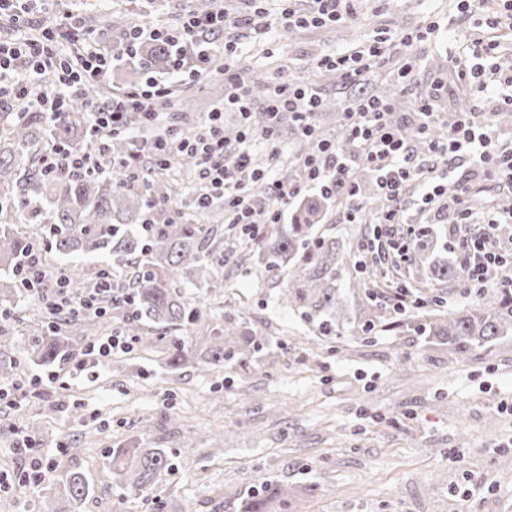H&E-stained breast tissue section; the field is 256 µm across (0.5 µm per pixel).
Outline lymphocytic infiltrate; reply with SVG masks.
Here are the masks:
<instances>
[{
  "label": "lymphocytic infiltrate",
  "mask_w": 512,
  "mask_h": 512,
  "mask_svg": "<svg viewBox=\"0 0 512 512\" xmlns=\"http://www.w3.org/2000/svg\"><path fill=\"white\" fill-rule=\"evenodd\" d=\"M280 2L278 23L286 31L327 24L340 26L357 18L354 0H312L305 10L298 9L296 0ZM461 9L476 27L484 30L485 36L473 44L461 46L455 70L456 81L473 94L495 98L499 109L512 112V75H501L496 62L499 37L512 30V0H500L498 10L492 12L485 11L484 0H461ZM0 21L20 33L19 38L0 42V112L13 109L26 112L38 107L45 110L62 108L85 86L105 81L112 70L114 51L85 34L71 12H63L50 20L33 13L30 0H0ZM225 23V14L218 9L204 15L189 14L175 32L139 25L131 30L130 36L198 47L205 33L223 29ZM419 40V34L413 32L377 34L358 48L322 58L319 66L336 72L344 81L352 82L364 70L384 65L391 50L399 48L403 50L404 58L398 75L409 84L419 65L416 53ZM238 53L235 42L225 41L224 84L227 92L224 102L246 116L252 112L254 101L249 86L234 65ZM196 62L201 70L208 63L205 50L199 47ZM50 67L57 68L58 82L54 90L44 91L36 80ZM447 90V81L434 79L430 93L419 98L414 110L413 121L433 157L431 166L424 168L412 164V148L391 119L394 112L391 104L377 99L359 101L350 105L346 112V146H337L331 139L320 140L315 151L304 159L295 179H267L272 204L263 210L252 208L247 201L250 182L257 172L244 146L245 139L241 136L233 141L225 138L220 113H212L210 123L199 139L153 145L149 152L157 155L179 151L196 155L204 192L192 199L191 209L199 212L215 204H223L225 223L241 225L243 232L254 240L264 235L268 225L281 223L288 204L309 188L343 200L348 223H362L364 206L351 175L353 166L359 163L372 167L378 174L381 206L377 223H402L405 188L409 182L418 181L425 189L422 196L424 208H431L440 199L449 198L457 208L460 223L465 224L471 217V210L464 206L463 197L469 193L473 177H483L494 182L499 190L512 192V147L504 148L489 128L475 125L465 114L449 125L444 134L431 135L435 101ZM171 92L168 83L154 77L147 78L139 87L99 101L88 114L89 122L96 131L109 135L121 130L127 111L141 110L147 124H154L155 116L148 109L150 101L167 97ZM318 105L319 94L312 87L287 75L276 77L262 105L269 118L261 131L262 137L275 141L281 118L285 115L291 117L305 135H312V119ZM462 150L471 157V169L460 174L456 171L455 161ZM451 186L456 189L452 195L447 192ZM498 222L497 214H489L487 227L470 235V246L464 256L466 285L470 289L478 291L485 288V272L489 266L512 268V252H503L496 245L492 227ZM44 278L42 253L37 250L26 262L24 282L41 308L53 319L104 314V294L100 289H88L75 298L68 289L64 273H57L48 287L43 284ZM134 346V340L128 336L112 334L101 338L83 346L65 373L53 372L45 377L35 375L25 383L0 381V401L15 400L25 388L40 389L45 383L58 382L63 375L76 377L88 362L103 361L117 351L131 352ZM15 448L19 456L29 458V467L16 474L0 472V491L25 496L40 483L49 466L30 459L31 445L27 440L17 441Z\"/></svg>",
  "instance_id": "lymphocytic-infiltrate-1"
}]
</instances>
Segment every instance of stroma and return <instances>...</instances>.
<instances>
[{"mask_svg":"<svg viewBox=\"0 0 512 512\" xmlns=\"http://www.w3.org/2000/svg\"><path fill=\"white\" fill-rule=\"evenodd\" d=\"M358 20L346 27L270 29L266 35L230 27L216 42L235 41L238 63L259 81L263 99L273 76L303 75L340 108L317 113L326 137L342 127V105L351 88L335 72L319 68L326 55L354 47L377 31L423 27L436 16L447 35L420 47L425 68L416 79L424 90L430 74L445 72L462 39L480 29L459 12L457 0H396L390 11L360 0ZM187 114H161V125L183 118L210 122L224 99V81L203 75L169 74ZM297 147L283 127L277 150L251 141L252 157L280 177L295 172ZM421 188L407 198L409 230L428 229L433 256L459 262L445 215L420 210ZM369 225L347 223L335 205L319 227L336 237L346 260L336 279L344 297L336 311L340 339H321L300 311L284 307L283 279L263 269L244 272L238 259L250 241L240 227L222 229L216 258L224 262V285L186 286L189 299L217 323L231 320L264 326L263 347L250 359H232L204 373L169 372L154 351L136 350L88 366L61 387L26 392L0 403V471L23 466L14 452L17 433L28 436L31 454L51 471L27 498L0 491V512H48L62 506L67 473H84L93 488L83 512H245L251 500L276 481L288 488L280 512H512V336L456 358L447 345L394 328L397 316L383 307L385 323L363 333L368 302L357 280L355 253ZM393 284L424 298H442V310L459 309L471 297L458 284L434 286L425 269L411 263L389 268ZM164 449L167 469L140 496L124 494L106 465L110 449ZM482 483L463 500L469 479Z\"/></svg>","mask_w":512,"mask_h":512,"instance_id":"35a3bbf8","label":"stroma"}]
</instances>
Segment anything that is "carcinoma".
I'll return each mask as SVG.
<instances>
[{"label":"carcinoma","mask_w":512,"mask_h":512,"mask_svg":"<svg viewBox=\"0 0 512 512\" xmlns=\"http://www.w3.org/2000/svg\"><path fill=\"white\" fill-rule=\"evenodd\" d=\"M129 2L131 9L94 18L89 29L101 23L128 35L135 20L148 15L152 0ZM130 54L140 64V69L125 73L126 84L134 85L147 70L172 68L174 49L166 42L145 40ZM109 94V86L97 83L85 88L84 98L72 99L67 110L55 115L41 109L0 112V186L9 189L0 194V269L10 272L0 279V379L4 381L14 379L20 369V360L8 353L11 304L22 279L19 271L30 248L42 240L48 254L61 258L96 252L112 256L109 273L116 292L106 297L108 308L120 313L128 305L134 307L123 333L144 350L162 346V364L170 371L219 368L224 360L237 353L245 357L249 348L260 344L256 337L263 335L261 330L227 321L222 328L215 326L178 287L184 274L194 276L204 288L224 287L223 280L204 275L216 233L223 227L222 212H214L209 224L161 218L147 233L142 223L150 208L163 213L181 201L183 187L177 179L161 171L143 185L114 182L101 166L87 176L48 175L37 164L43 144L64 154L98 150V137L86 123L84 99ZM101 150L99 158L121 160L130 155L131 140L118 134ZM332 206V199L321 194L302 199L292 223L272 225L239 260L246 272L259 262L273 276H286L280 301L303 309L317 320L319 335L330 339L337 336L336 307L341 299L336 276L345 255L336 238L317 234V226ZM65 274L77 289L100 281L98 274L88 278L77 262L68 265ZM431 279L439 285L462 284L464 272L447 261H434ZM77 324L74 318L58 329L40 315L27 336V360L39 366L64 363L74 355L69 332ZM401 326L431 341L439 339L465 359L472 351L512 335V290H483L457 311L409 317ZM167 461L161 448H112L108 465L115 482L138 496L167 468ZM90 492L82 473H69L63 493L70 512H76ZM287 497L288 488L275 484L246 512H279Z\"/></svg>","instance_id":"obj_1"}]
</instances>
